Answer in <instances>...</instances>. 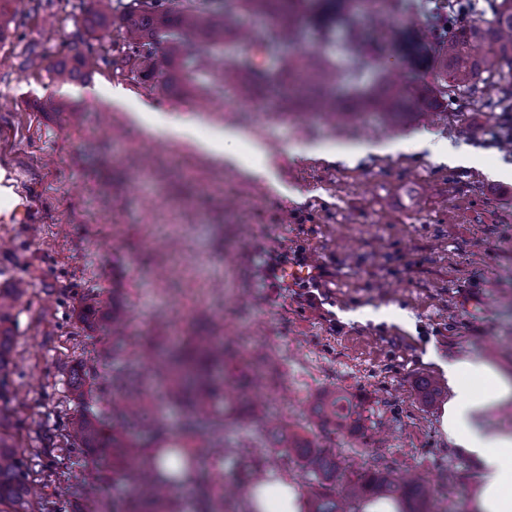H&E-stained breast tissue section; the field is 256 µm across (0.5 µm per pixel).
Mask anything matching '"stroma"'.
I'll use <instances>...</instances> for the list:
<instances>
[{
	"instance_id": "35a3bbf8",
	"label": "stroma",
	"mask_w": 512,
	"mask_h": 512,
	"mask_svg": "<svg viewBox=\"0 0 512 512\" xmlns=\"http://www.w3.org/2000/svg\"><path fill=\"white\" fill-rule=\"evenodd\" d=\"M10 29L0 42V183L19 203L0 211V289L28 285L6 326L11 432L29 469L48 467L37 452L48 438L72 473L97 456L70 451L63 435L83 407L103 408L93 395L77 402L69 382L109 348L101 327L120 309L139 341L161 323L186 337L209 321L270 360L253 415L226 425L207 486L239 482L262 460L310 496L314 478L269 441L276 413L343 465L421 476L432 512H471L474 477L440 431L442 402L424 400L417 384L445 382L440 360L465 354L512 372V115L492 111L495 91L459 94L451 107L425 95L394 120L367 105L339 119L222 92L213 66L194 79L212 105L199 112L193 87L144 80L118 26L88 30L66 0L49 9L26 0ZM89 52L108 63L50 82L49 69ZM408 66L388 50L339 78L333 95L369 91L383 72L403 78ZM116 86L127 103L113 101ZM61 109L80 111V123L61 126ZM229 129L234 164L202 148ZM421 130L463 149L470 165L380 149ZM366 142L377 152L352 164L305 154ZM256 143L270 154L262 171ZM273 253L326 269L321 306L265 281ZM328 393L362 401L361 423L310 426L309 407Z\"/></svg>"
}]
</instances>
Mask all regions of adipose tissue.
<instances>
[{
	"label": "adipose tissue",
	"instance_id": "1",
	"mask_svg": "<svg viewBox=\"0 0 512 512\" xmlns=\"http://www.w3.org/2000/svg\"><path fill=\"white\" fill-rule=\"evenodd\" d=\"M442 369L451 396L440 425L449 444L475 476L474 512H512V431L487 416L512 397V375L478 356L448 361ZM249 512H303L297 486L285 476L258 479L247 499Z\"/></svg>",
	"mask_w": 512,
	"mask_h": 512
}]
</instances>
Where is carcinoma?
<instances>
[{"instance_id": "carcinoma-1", "label": "carcinoma", "mask_w": 512, "mask_h": 512, "mask_svg": "<svg viewBox=\"0 0 512 512\" xmlns=\"http://www.w3.org/2000/svg\"><path fill=\"white\" fill-rule=\"evenodd\" d=\"M394 0H185L177 9L171 0H79V8L91 29L112 24V13L120 12L125 29L122 50L142 65L148 80L168 86L175 77L190 78L184 71L185 38L191 36L196 45L215 46L231 37L240 43L250 40L249 31L229 24L231 10L265 14L273 18L278 36L263 43L262 54H277L282 42L298 43L304 21L315 24L321 38L331 41L336 27L346 32L349 70L357 71L366 63L369 51L383 52L401 41L410 44L417 56L428 49L424 35L440 47V62L433 74V91L445 100L455 90L488 86L502 75L503 64L512 63V0H489L495 24L486 26L471 22L455 33L437 24L434 17L446 9L440 0H430L424 25L404 32L382 21ZM362 9L364 20L372 31L370 49L356 40V10ZM337 70L327 60L297 55L283 61L276 72L261 70L250 85L257 91L270 90L290 103L308 104L311 110L329 108L344 115L352 108L343 107L327 93L336 82ZM417 79L415 71L406 76L399 87L385 76L370 102L392 116L411 110L407 86ZM24 292V286L0 289V325L7 319L13 302ZM193 350L171 353L158 360L151 351H140L147 361L141 372H118L114 380L124 390L121 402L112 401V409L102 416L80 414L66 426V436L81 448H105L106 455L84 465L80 483L70 485L82 491L98 482L103 468L117 469L137 496H147L152 508L148 512H177L165 488L178 490L196 483L200 458L221 455L224 447L226 391L224 356L226 348L210 336H192ZM7 337L0 330V512H34L38 500L30 497L36 482L21 453L16 450L13 435L6 431L4 407L10 401L7 371ZM154 382L164 385L166 394L182 406L187 414L182 432H171L156 407L143 396ZM360 405L342 395H325L311 408L320 427L358 424ZM272 443L295 454L302 468L315 474L320 488L310 501L309 512H353L361 500L393 496L405 502V512H429V488L418 479H401L389 470L342 473L336 456L294 433L288 423H271ZM226 493L211 491L205 496L201 512H224Z\"/></svg>"}]
</instances>
